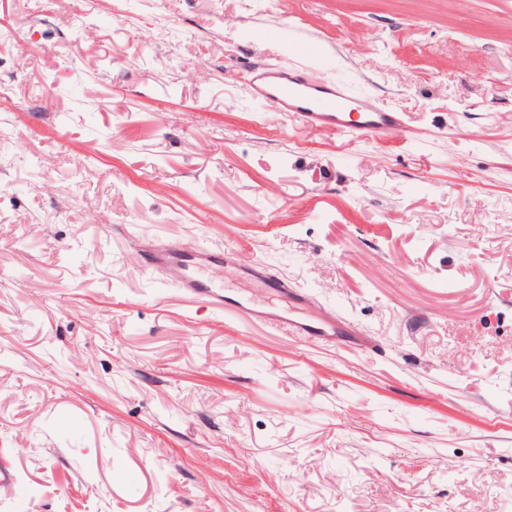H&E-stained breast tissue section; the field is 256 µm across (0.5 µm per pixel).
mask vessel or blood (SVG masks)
Instances as JSON below:
<instances>
[{
    "instance_id": "vessel-or-blood-1",
    "label": "vessel or blood",
    "mask_w": 512,
    "mask_h": 512,
    "mask_svg": "<svg viewBox=\"0 0 512 512\" xmlns=\"http://www.w3.org/2000/svg\"><path fill=\"white\" fill-rule=\"evenodd\" d=\"M248 89L253 97L270 102L276 111L288 114L293 122L311 132L329 131L339 136L356 132L385 143L409 134L403 113L392 111L370 97L353 99L343 85L311 82L299 69L274 64L257 66L249 75ZM140 251L152 273L163 282L177 286L190 300L243 314L249 322L278 327L310 341L332 343L337 337L359 333L358 328L332 308L323 309L318 318L302 320L224 294L207 275L209 268L219 261L234 274L249 277L274 293L287 295L295 305H306L310 298L303 289L273 276L264 262L240 264L235 247L189 249L171 241L162 245L144 244Z\"/></svg>"
}]
</instances>
